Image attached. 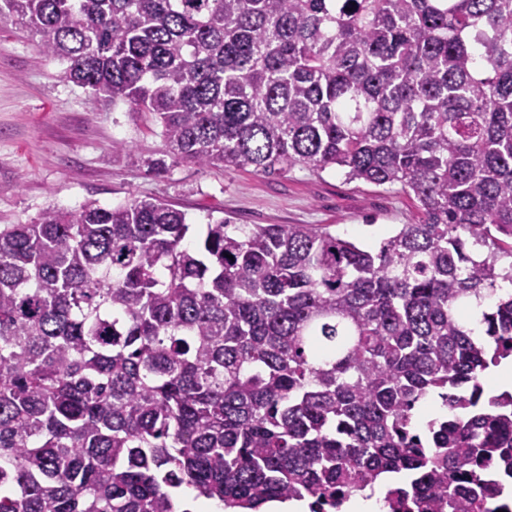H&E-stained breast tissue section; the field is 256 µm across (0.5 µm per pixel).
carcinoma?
Listing matches in <instances>:
<instances>
[{
  "label": "carcinoma",
  "instance_id": "1",
  "mask_svg": "<svg viewBox=\"0 0 512 512\" xmlns=\"http://www.w3.org/2000/svg\"><path fill=\"white\" fill-rule=\"evenodd\" d=\"M168 161L339 168L420 219L376 248L163 199L0 226V512H222L384 486L494 512L512 481V0H0ZM436 393L444 412L419 426Z\"/></svg>",
  "mask_w": 512,
  "mask_h": 512
}]
</instances>
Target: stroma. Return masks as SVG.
<instances>
[{"label":"stroma","instance_id":"obj_1","mask_svg":"<svg viewBox=\"0 0 512 512\" xmlns=\"http://www.w3.org/2000/svg\"><path fill=\"white\" fill-rule=\"evenodd\" d=\"M60 69L0 23V225L30 223L52 206L159 197L186 213L195 238L219 211L233 224H309L370 247L419 219L412 197L335 169L264 177L181 163L147 175L142 158L162 148L148 116L96 103L90 90L60 79ZM116 140L130 152L114 153Z\"/></svg>","mask_w":512,"mask_h":512}]
</instances>
